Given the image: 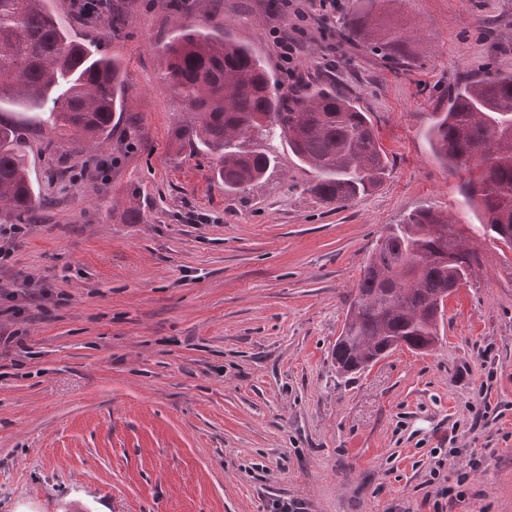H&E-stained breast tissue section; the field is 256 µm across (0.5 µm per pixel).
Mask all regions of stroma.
Returning a JSON list of instances; mask_svg holds the SVG:
<instances>
[{
    "mask_svg": "<svg viewBox=\"0 0 512 512\" xmlns=\"http://www.w3.org/2000/svg\"><path fill=\"white\" fill-rule=\"evenodd\" d=\"M126 21L89 23L52 0L72 36L118 55L127 104L104 151L25 126L40 194L0 287L67 299L24 317L0 299V512H512V250L479 245L446 302L434 350L401 347L341 376L331 361L360 273L387 226L428 205L467 230L460 178L425 137L460 80L512 72V0H385L379 23L414 30L402 69L346 42L342 16L272 0H186L191 19L250 46L289 91L332 82L357 98L388 160L345 207L309 192L287 147L265 180L228 193L210 156L173 136L182 102L161 79L168 0H123ZM306 32L293 64L275 33ZM487 404L490 421L471 406ZM471 459L462 497H435L436 449Z\"/></svg>",
    "mask_w": 512,
    "mask_h": 512,
    "instance_id": "stroma-1",
    "label": "stroma"
}]
</instances>
